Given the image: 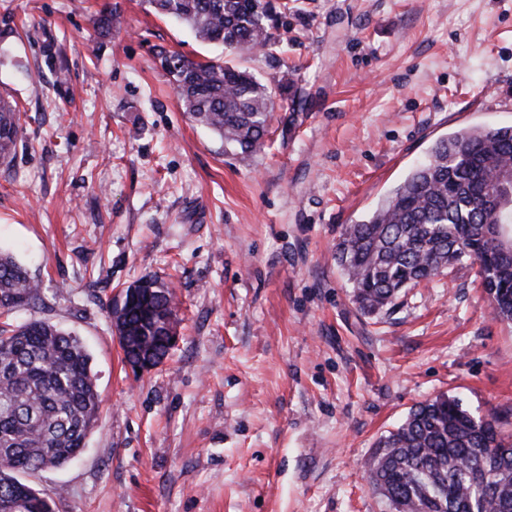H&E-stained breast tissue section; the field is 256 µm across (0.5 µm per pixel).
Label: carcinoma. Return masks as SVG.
<instances>
[{
	"label": "carcinoma",
	"instance_id": "carcinoma-1",
	"mask_svg": "<svg viewBox=\"0 0 512 512\" xmlns=\"http://www.w3.org/2000/svg\"><path fill=\"white\" fill-rule=\"evenodd\" d=\"M225 49L273 57L271 29L288 0H150ZM185 112L243 160L265 149L274 92L252 74L215 60L164 57ZM26 140L17 107L0 110V166ZM466 259L500 321H512V127L461 130L366 220L347 226L335 260L359 309L375 315L405 288L431 281ZM45 306L40 284L0 252V512H53L19 475L76 459L101 408L91 356L45 319L13 323L20 308ZM129 364L163 363L177 323L174 286L153 277L122 298ZM369 484L389 512H512V443L496 415L475 416L462 400L438 396L411 408L376 441Z\"/></svg>",
	"mask_w": 512,
	"mask_h": 512
}]
</instances>
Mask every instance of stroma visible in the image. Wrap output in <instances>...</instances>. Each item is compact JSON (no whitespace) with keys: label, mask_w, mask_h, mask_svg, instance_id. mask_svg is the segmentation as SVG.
Instances as JSON below:
<instances>
[{"label":"stroma","mask_w":512,"mask_h":512,"mask_svg":"<svg viewBox=\"0 0 512 512\" xmlns=\"http://www.w3.org/2000/svg\"><path fill=\"white\" fill-rule=\"evenodd\" d=\"M277 58L201 41L149 0H0V250L42 284L17 312L73 332L101 416L81 458L25 475L54 512H387L365 463L441 394L512 434V322L468 263L364 315L334 260L440 138L512 126V0H294ZM120 17L112 30L101 15ZM164 51L275 89L241 161L185 115ZM176 286L180 339L133 374L106 303ZM26 140V130L16 106H1L0 110V166L8 169L16 158V150Z\"/></svg>","instance_id":"35a3bbf8"}]
</instances>
